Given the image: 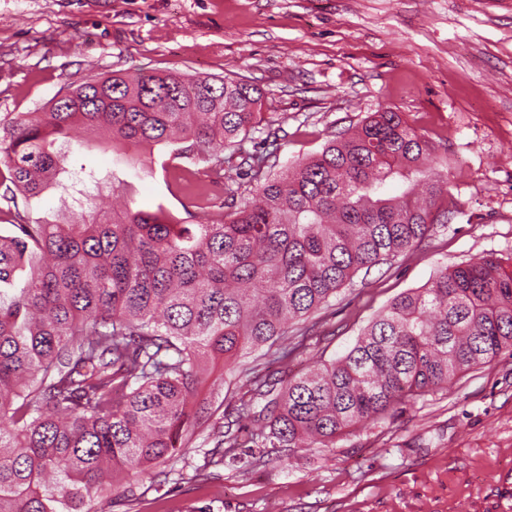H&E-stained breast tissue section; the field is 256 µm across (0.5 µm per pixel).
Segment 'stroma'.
Returning <instances> with one entry per match:
<instances>
[{
    "label": "stroma",
    "instance_id": "35a3bbf8",
    "mask_svg": "<svg viewBox=\"0 0 512 512\" xmlns=\"http://www.w3.org/2000/svg\"><path fill=\"white\" fill-rule=\"evenodd\" d=\"M142 69L243 78L262 92L261 130L278 133L276 168L319 153L334 135L389 108L448 160L449 220L390 263L358 273L303 323L291 376L346 354L396 296L437 271L492 254L512 263V0H0V119L39 112L66 84ZM175 145L107 149L76 132L72 167L116 172L104 204L163 209L201 224L190 195L203 159ZM187 170L174 186V166ZM247 392L216 365L208 413L190 447L115 512H512V354L475 366L385 421L295 454L288 467H208L212 426Z\"/></svg>",
    "mask_w": 512,
    "mask_h": 512
}]
</instances>
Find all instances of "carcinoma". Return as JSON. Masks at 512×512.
<instances>
[{"instance_id": "cac0c4a2", "label": "carcinoma", "mask_w": 512, "mask_h": 512, "mask_svg": "<svg viewBox=\"0 0 512 512\" xmlns=\"http://www.w3.org/2000/svg\"><path fill=\"white\" fill-rule=\"evenodd\" d=\"M261 92L245 79L143 71L90 75L43 112L0 121L11 201L55 189L71 205L0 233V512H105L139 478L189 447L208 365L267 348L282 364L305 321L362 270L419 244L448 213V176L423 166L429 141L392 110L375 112L319 154L273 173L239 155L252 190L206 224L106 209L94 169L68 166L76 127L110 149L177 144L225 178L224 151L259 126ZM401 188L398 195L385 192ZM512 352V269L494 255L440 270L394 298L338 361L272 382L240 371L249 398L214 426L216 463L323 448L366 421Z\"/></svg>"}]
</instances>
